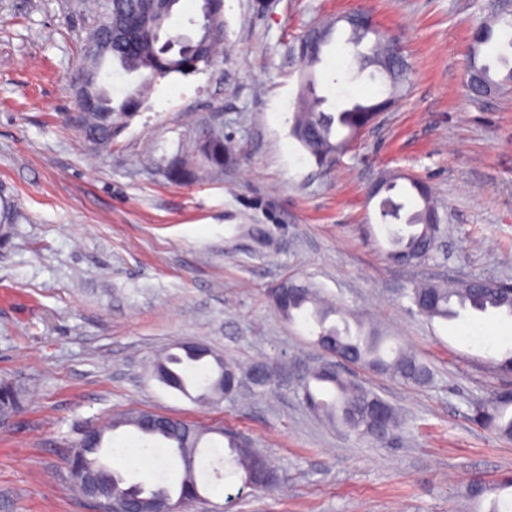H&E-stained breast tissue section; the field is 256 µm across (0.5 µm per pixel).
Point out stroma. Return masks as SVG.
Masks as SVG:
<instances>
[{
	"mask_svg": "<svg viewBox=\"0 0 512 512\" xmlns=\"http://www.w3.org/2000/svg\"><path fill=\"white\" fill-rule=\"evenodd\" d=\"M500 0H226L224 52L211 66L159 81L107 151L67 119L86 37L107 0H0V187L13 233L0 247V380L30 392L0 426V512H95L65 479L85 427L153 410L251 439L279 476L243 488L227 441L198 460L202 501L187 512H471L476 481L512 476V440L471 419L512 390L497 364L512 354V317L430 320L407 293L419 282L512 283V88L472 101V27ZM364 8L397 38L409 86L349 147L318 167L289 136L300 87L294 51L308 29ZM337 26L316 67L318 92L379 101L380 79H350ZM219 135L218 174L167 180L164 162ZM400 175L432 189L446 231L428 259L393 262L378 199ZM308 282L413 348L430 384L351 372L398 412L387 442L358 439L302 400L297 376L321 360L313 321H288L272 291ZM187 342L247 366L287 363L268 395L244 388L204 405L157 381L149 363ZM123 475L178 473L156 443L128 431Z\"/></svg>",
	"mask_w": 512,
	"mask_h": 512,
	"instance_id": "35a3bbf8",
	"label": "stroma"
}]
</instances>
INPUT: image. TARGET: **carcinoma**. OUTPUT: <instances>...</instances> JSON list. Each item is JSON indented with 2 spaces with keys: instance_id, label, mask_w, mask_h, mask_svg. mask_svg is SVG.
Returning <instances> with one entry per match:
<instances>
[{
  "instance_id": "carcinoma-1",
  "label": "carcinoma",
  "mask_w": 512,
  "mask_h": 512,
  "mask_svg": "<svg viewBox=\"0 0 512 512\" xmlns=\"http://www.w3.org/2000/svg\"><path fill=\"white\" fill-rule=\"evenodd\" d=\"M180 0H112V44L108 50L91 60H83L87 79L76 93L77 115L73 116L76 128L83 142L92 149L112 146V139L119 133L124 122L134 116L148 99L152 86L159 80L172 75H188L194 64H207L223 50V39L210 40L206 28H224V0H201L199 38L192 41L187 49L168 50L154 39V33L168 25ZM501 29L508 37L507 45L512 48V10L504 4L494 15L476 25L468 45L469 65L466 86L470 96L479 99L492 92L512 85V63L505 55L498 56L499 66H494L484 56L483 49L495 37V29ZM334 24L313 27L300 39L297 47L302 65L301 84L298 96L299 106L295 112L289 135L312 157L316 164L324 166L343 152L349 140L368 126L389 103L409 79L410 67L405 57L392 58L394 42L376 31V24L349 26L348 42L357 46L363 38L372 33L376 41L367 54L357 53L353 63L360 70L374 69L385 82L388 98L371 102L355 100L334 112H326L323 105L326 97L317 93L315 67L322 61L323 47L331 39ZM117 64L126 74H137L136 87L126 93L118 105L107 89L99 83L105 66ZM199 160L221 170L224 167V140L209 138L194 147ZM166 172L169 179L180 182L191 172L187 162L177 156L168 162ZM409 187L395 192L397 180L383 181L380 191L386 193L379 204V219L382 224H404L402 233L390 236L389 257L397 262L403 256L419 261L430 257L438 239L444 232L438 208L433 200L431 188L415 179L408 180ZM416 196L420 208L405 212L404 198ZM288 297V310L284 316L293 321L296 314L305 310L318 327L317 335L331 334L336 337L337 350L351 364L360 365L385 373L390 377L416 385H426L432 379V372L413 352L397 348L386 356L383 346L385 339L372 331L358 327L356 335L349 328L326 326L328 318L336 309L323 305L318 290L306 284L285 282L282 284ZM408 299L417 311L430 320L453 319L462 310L479 314L489 311L512 316V299L499 291L477 292L468 283L453 286L418 285L408 293ZM216 371H210L208 357L186 352L183 355L168 354L155 362L154 368L164 367L177 384V390L187 395L190 382L204 383L203 393L197 396L206 402L216 396L222 382L236 379L256 387H264L270 381V373L261 366L253 367L242 374L229 362L215 363ZM26 393L21 382L0 381V408L6 412L17 410ZM302 399L309 409L332 424L341 425L350 435L358 438L368 436L385 440L393 433L397 424L395 409L373 390L355 378L336 373H326L325 365L314 368L302 387ZM140 412L119 414L105 426L92 430L94 447H87V439H79L67 456V477L80 494H85L82 482L84 473L97 466L102 468V478L112 493V499L140 498L146 505L144 512H156L154 495L163 491L170 496V504L180 501H195L192 490L198 488L194 470L184 471L177 490L149 485L147 481L127 483L120 471L101 463V455L110 434L131 428L142 437L158 441L174 456L194 458L203 452V442L209 432L201 426L181 421L166 428L146 431L139 424ZM472 419L485 429L502 438L512 439V393L496 395L492 400L477 405ZM230 450L229 462L242 472V479L249 478L255 459L261 453L253 449L251 442L232 432L224 434ZM501 489L497 484L474 486L467 489V497L480 504L490 499L488 510L476 512H500L498 498H489Z\"/></svg>"
}]
</instances>
